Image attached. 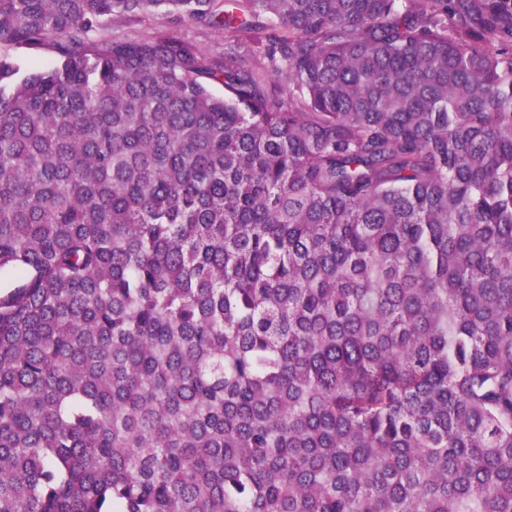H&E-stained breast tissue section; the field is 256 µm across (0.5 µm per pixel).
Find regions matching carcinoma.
<instances>
[{
	"label": "carcinoma",
	"instance_id": "carcinoma-1",
	"mask_svg": "<svg viewBox=\"0 0 512 512\" xmlns=\"http://www.w3.org/2000/svg\"><path fill=\"white\" fill-rule=\"evenodd\" d=\"M157 14L265 44L104 36ZM13 45L60 63L0 55V512H512V0H0ZM1 50L2 53L5 51L8 52L10 57L17 62L21 74L51 68L59 61L58 54L51 48L32 50L27 48L2 47Z\"/></svg>",
	"mask_w": 512,
	"mask_h": 512
}]
</instances>
